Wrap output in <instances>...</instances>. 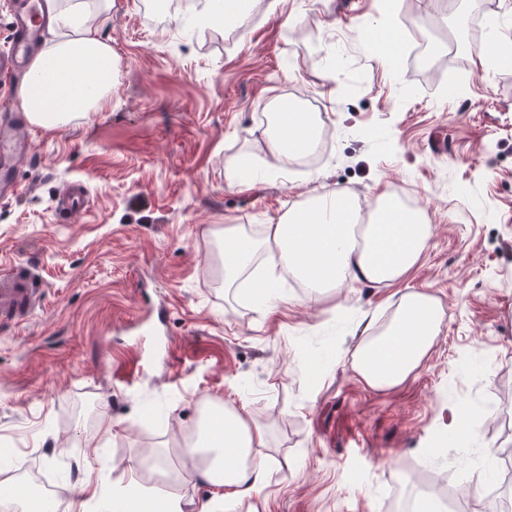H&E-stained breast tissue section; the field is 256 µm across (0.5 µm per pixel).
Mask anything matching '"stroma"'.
Listing matches in <instances>:
<instances>
[{
    "mask_svg": "<svg viewBox=\"0 0 512 512\" xmlns=\"http://www.w3.org/2000/svg\"><path fill=\"white\" fill-rule=\"evenodd\" d=\"M267 3L233 29L203 24L197 0H113L110 106L34 128L22 193L0 203V272L25 265L42 289L0 325V488L48 482L71 512L90 472L105 495L134 479L205 503L213 488L163 444L230 405L270 432L260 512H396L426 483L454 512H487L485 451L512 443V67L479 63L495 38L476 24L512 40V0H436L434 24L419 0H288V23ZM360 21L402 31L396 69ZM296 97L324 121L320 162L230 186L227 160L262 162L263 105ZM69 186L86 206L65 217ZM337 188L425 210L433 235L404 282L324 299L287 284L270 309L224 288L212 228L255 230ZM407 289L439 299L442 331L405 382L369 388L344 359L359 312L387 322ZM462 402L474 433L443 443Z\"/></svg>",
    "mask_w": 512,
    "mask_h": 512,
    "instance_id": "obj_1",
    "label": "stroma"
}]
</instances>
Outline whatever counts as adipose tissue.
Returning <instances> with one entry per match:
<instances>
[{"label": "adipose tissue", "mask_w": 512, "mask_h": 512, "mask_svg": "<svg viewBox=\"0 0 512 512\" xmlns=\"http://www.w3.org/2000/svg\"><path fill=\"white\" fill-rule=\"evenodd\" d=\"M40 12L61 33L30 61L19 95L33 124L54 129L102 110L112 98V48L99 36L112 14V0H42ZM319 140L312 113L280 110L265 133L266 164L282 168L314 151ZM432 231L423 209L405 208L386 191L378 194L368 223H361L355 195L336 189L310 198L304 210L261 225L254 234L241 224L225 225L218 262L225 287H235L259 267L267 301L276 300L274 288L286 276L320 297L354 283L404 281L422 259ZM444 319L434 296L403 292L379 338L362 340L351 352L352 371L375 389L401 384L428 354ZM268 442L263 425L225 409L197 439L180 446L184 469L215 487L216 495L200 505L173 494L162 512H223L228 498L258 503L268 475Z\"/></svg>", "instance_id": "1"}]
</instances>
